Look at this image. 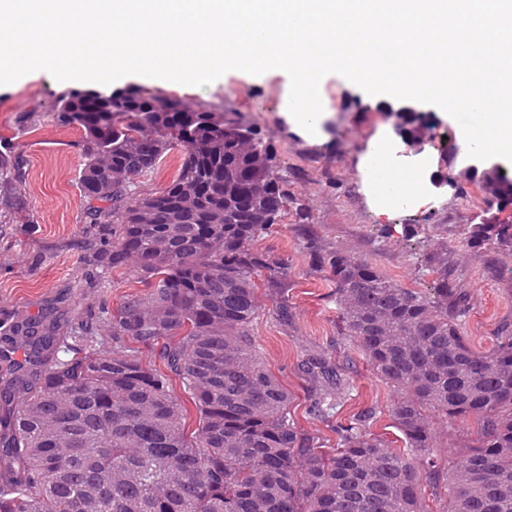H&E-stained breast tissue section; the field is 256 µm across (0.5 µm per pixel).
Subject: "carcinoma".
<instances>
[{
  "label": "carcinoma",
  "mask_w": 512,
  "mask_h": 512,
  "mask_svg": "<svg viewBox=\"0 0 512 512\" xmlns=\"http://www.w3.org/2000/svg\"><path fill=\"white\" fill-rule=\"evenodd\" d=\"M56 116L83 130L86 218L112 239L101 272L129 267L146 291L126 298L107 335L55 308L0 327V512H427L426 489L441 487L443 512H512V330L473 348L447 248L426 258L435 280L422 292L322 245L270 145L234 112L136 86L69 91ZM434 128L428 112L396 124L415 140ZM177 147L172 182L137 193L135 179ZM458 177L486 205L459 238L512 253V224L488 217L512 198V179L496 167ZM23 184V158L0 144L1 224L28 223ZM290 207L310 271L333 285L340 334L397 395L401 452L367 433V413L340 428L337 447L317 446L249 336L259 280L288 320V260L256 242ZM304 370L322 400L341 396L329 361ZM174 380L195 408L192 430ZM471 419L459 461L434 453L439 428Z\"/></svg>",
  "instance_id": "obj_1"
}]
</instances>
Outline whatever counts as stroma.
Wrapping results in <instances>:
<instances>
[{"mask_svg": "<svg viewBox=\"0 0 512 512\" xmlns=\"http://www.w3.org/2000/svg\"><path fill=\"white\" fill-rule=\"evenodd\" d=\"M125 83L147 85L192 105L236 112L253 123L272 147L289 193L310 210L321 241L368 257L403 287L431 286L434 277L425 257L436 250L433 241L406 240L405 225H443L450 279L469 294L463 328L472 346L490 349L497 327L512 325V280L498 274L500 267L512 266V254L474 252L457 235L459 226L471 223L484 207L475 184L465 183L461 195L445 187L427 205L384 214L370 203L359 162L384 122L373 110L378 97L341 75H326L322 106L328 117L322 137L311 140L288 120L289 81L281 70L258 76L231 71L202 88L162 86L139 75ZM85 88L82 82L42 74L21 77L0 90V137L11 140L24 160L30 217L26 224H0V322L33 318L54 306L67 312L71 322L100 324L129 295L144 291L132 271L104 278L95 265L93 248L104 245L105 238L99 225L88 223L79 189L83 133L60 124L54 115L63 93ZM352 94L370 104V111H355L348 100ZM257 246L288 260L290 317L280 321L274 301L260 295L261 310L249 334L291 394L290 409L298 424L328 449L337 445L338 427L364 413L369 433L402 450L403 435L390 415L395 395L339 335L333 288L310 272L292 214H284ZM314 357L330 360L346 388L336 407L319 405L320 388L303 369Z\"/></svg>", "mask_w": 512, "mask_h": 512, "instance_id": "35a3bbf8", "label": "stroma"}]
</instances>
